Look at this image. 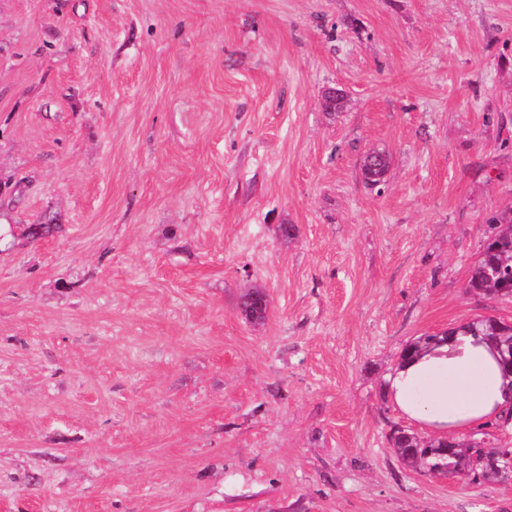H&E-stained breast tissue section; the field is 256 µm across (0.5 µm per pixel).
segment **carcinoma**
<instances>
[{
    "instance_id": "obj_1",
    "label": "carcinoma",
    "mask_w": 512,
    "mask_h": 512,
    "mask_svg": "<svg viewBox=\"0 0 512 512\" xmlns=\"http://www.w3.org/2000/svg\"><path fill=\"white\" fill-rule=\"evenodd\" d=\"M491 223L497 225V238L482 245L466 289L475 296L494 298L506 295L505 282L500 278L499 270L512 267V218L495 216ZM241 309L249 321L262 322L267 316L268 300L246 294ZM461 328L481 333L497 344L512 342V325L498 318L487 317L475 324L469 321ZM441 335L446 337L448 332L421 336L407 344L401 351L400 360L433 344ZM389 441L398 462L405 468L419 474L445 476L470 483L482 482L490 467L491 457L499 452L492 441L480 445L470 440H456L453 447L446 450L443 440L439 438L424 439L395 426L390 430Z\"/></svg>"
}]
</instances>
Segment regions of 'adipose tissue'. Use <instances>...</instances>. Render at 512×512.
<instances>
[{
  "label": "adipose tissue",
  "mask_w": 512,
  "mask_h": 512,
  "mask_svg": "<svg viewBox=\"0 0 512 512\" xmlns=\"http://www.w3.org/2000/svg\"><path fill=\"white\" fill-rule=\"evenodd\" d=\"M389 392L403 415L438 437L494 422L512 408V377L494 343L462 330L399 364Z\"/></svg>",
  "instance_id": "ef3b65f1"
}]
</instances>
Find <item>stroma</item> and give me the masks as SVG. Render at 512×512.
<instances>
[{
    "label": "stroma",
    "mask_w": 512,
    "mask_h": 512,
    "mask_svg": "<svg viewBox=\"0 0 512 512\" xmlns=\"http://www.w3.org/2000/svg\"><path fill=\"white\" fill-rule=\"evenodd\" d=\"M509 212L512 0H0V512H512L387 440Z\"/></svg>",
    "instance_id": "stroma-1"
}]
</instances>
